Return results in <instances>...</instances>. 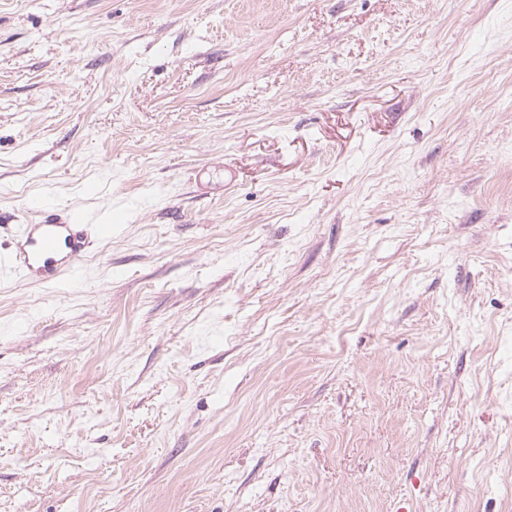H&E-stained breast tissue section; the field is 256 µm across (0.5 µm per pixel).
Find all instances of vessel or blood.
I'll list each match as a JSON object with an SVG mask.
<instances>
[{
  "mask_svg": "<svg viewBox=\"0 0 512 512\" xmlns=\"http://www.w3.org/2000/svg\"><path fill=\"white\" fill-rule=\"evenodd\" d=\"M15 248L0 254V273L23 280L54 284L76 272L88 254L91 238H111L108 224H69L47 219L12 228Z\"/></svg>",
  "mask_w": 512,
  "mask_h": 512,
  "instance_id": "vessel-or-blood-1",
  "label": "vessel or blood"
}]
</instances>
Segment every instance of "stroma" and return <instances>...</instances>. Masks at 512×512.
<instances>
[{
  "label": "stroma",
  "instance_id": "obj_1",
  "mask_svg": "<svg viewBox=\"0 0 512 512\" xmlns=\"http://www.w3.org/2000/svg\"><path fill=\"white\" fill-rule=\"evenodd\" d=\"M0 512H512V0H0ZM14 226L0 225V234L9 230L15 240L12 252L0 254V273L45 284H55L79 269L88 254L91 235L101 240L112 236V223L67 224L45 219L42 224Z\"/></svg>",
  "mask_w": 512,
  "mask_h": 512
}]
</instances>
